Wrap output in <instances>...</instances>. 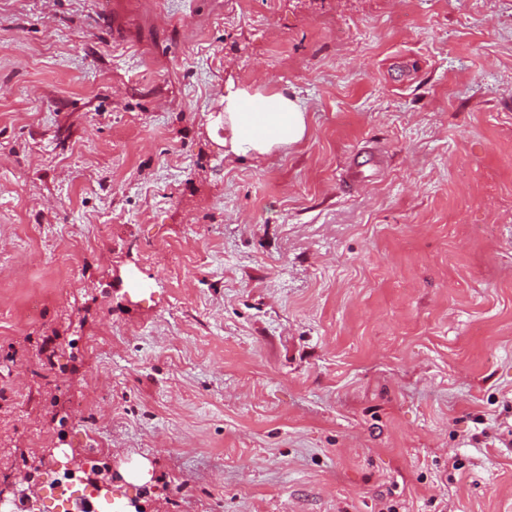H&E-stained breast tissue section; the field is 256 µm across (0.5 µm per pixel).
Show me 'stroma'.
Instances as JSON below:
<instances>
[{
  "label": "stroma",
  "mask_w": 512,
  "mask_h": 512,
  "mask_svg": "<svg viewBox=\"0 0 512 512\" xmlns=\"http://www.w3.org/2000/svg\"><path fill=\"white\" fill-rule=\"evenodd\" d=\"M231 88L306 138L225 154ZM0 448L38 512L73 448L150 512H512V0H0Z\"/></svg>",
  "instance_id": "1"
}]
</instances>
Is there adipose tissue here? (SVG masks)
<instances>
[{"instance_id": "obj_1", "label": "adipose tissue", "mask_w": 512, "mask_h": 512, "mask_svg": "<svg viewBox=\"0 0 512 512\" xmlns=\"http://www.w3.org/2000/svg\"><path fill=\"white\" fill-rule=\"evenodd\" d=\"M254 100L262 110L247 118L244 109ZM307 133L306 113L298 99L280 91L254 96L238 88L224 95V146L227 153L259 158L300 143Z\"/></svg>"}]
</instances>
